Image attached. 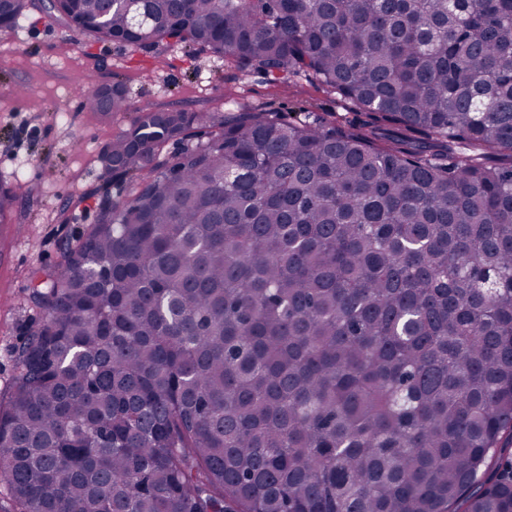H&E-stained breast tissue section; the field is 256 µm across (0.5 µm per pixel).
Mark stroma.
<instances>
[{"label": "stroma", "instance_id": "1", "mask_svg": "<svg viewBox=\"0 0 512 512\" xmlns=\"http://www.w3.org/2000/svg\"><path fill=\"white\" fill-rule=\"evenodd\" d=\"M123 79L129 111L103 119L84 99L91 84ZM258 108L286 117L349 112L314 77L279 82L209 52L167 44L135 48L79 32L31 0L12 32H0V184L16 198L15 224H0V401H7L20 346L43 311L37 277L98 218L99 159L145 107Z\"/></svg>", "mask_w": 512, "mask_h": 512}]
</instances>
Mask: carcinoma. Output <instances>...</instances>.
Segmentation results:
<instances>
[{
  "label": "carcinoma",
  "instance_id": "1",
  "mask_svg": "<svg viewBox=\"0 0 512 512\" xmlns=\"http://www.w3.org/2000/svg\"><path fill=\"white\" fill-rule=\"evenodd\" d=\"M46 9L357 111L144 108L102 148L132 192L35 283L0 404L17 512H512V0Z\"/></svg>",
  "mask_w": 512,
  "mask_h": 512
}]
</instances>
